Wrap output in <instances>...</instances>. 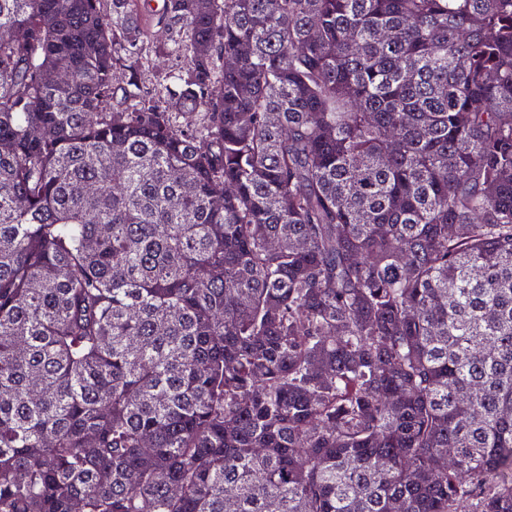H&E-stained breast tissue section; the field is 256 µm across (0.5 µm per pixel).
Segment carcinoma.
<instances>
[{"instance_id":"cac0c4a2","label":"carcinoma","mask_w":512,"mask_h":512,"mask_svg":"<svg viewBox=\"0 0 512 512\" xmlns=\"http://www.w3.org/2000/svg\"><path fill=\"white\" fill-rule=\"evenodd\" d=\"M103 2L0 0V512H512V0ZM141 3V7L138 9H133L131 11H128L126 14L123 15L121 19L122 23V30L124 31L125 35L134 37L138 34V32L142 29L145 19L148 17V15H151L153 11H151L148 7L149 1L154 0H138ZM142 14L141 21H137V17L139 14ZM148 53L149 57H151L152 61L149 66H145L136 70H130V68L126 67L123 64H127V62L121 61L117 67L120 69V77L115 82L116 88L114 89L113 95V103L116 105L126 106L127 103H124V87H127V82L129 80L135 81L145 92H149V96H154L157 98L158 91L164 87L166 84L165 75L171 69L176 67V61L167 56L162 48H151ZM119 83V85H116Z\"/></svg>"}]
</instances>
